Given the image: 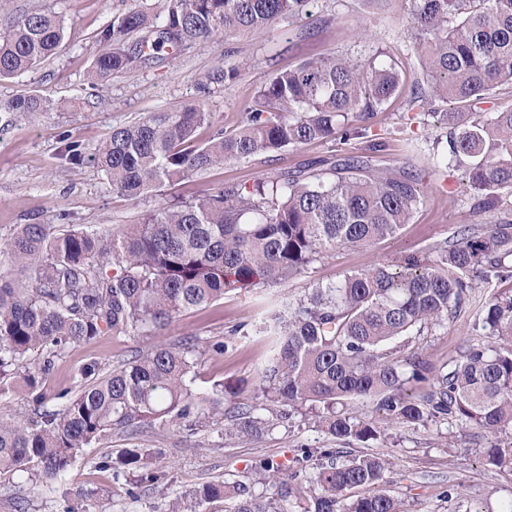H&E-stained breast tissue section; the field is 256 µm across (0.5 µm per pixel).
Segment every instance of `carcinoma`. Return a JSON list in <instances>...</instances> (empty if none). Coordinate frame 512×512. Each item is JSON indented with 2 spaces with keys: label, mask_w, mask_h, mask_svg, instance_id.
<instances>
[{
  "label": "carcinoma",
  "mask_w": 512,
  "mask_h": 512,
  "mask_svg": "<svg viewBox=\"0 0 512 512\" xmlns=\"http://www.w3.org/2000/svg\"><path fill=\"white\" fill-rule=\"evenodd\" d=\"M309 2L165 0L155 15L132 9L98 31L92 77L104 80L169 47L263 31L301 15ZM409 3L408 33L423 68L409 110L426 112L446 129L447 155L462 172L472 214L512 211V108L471 111L496 87L512 86V0ZM143 30L137 52L128 51V35ZM63 35V20L52 11L13 21L0 34V79L37 68ZM402 85L395 65L375 58L306 61L273 75L235 129L217 128L199 142L196 132L208 113L186 106L112 129L93 161L112 191L136 200L224 162L312 141L343 144ZM449 103L454 111L442 110ZM45 108L39 96L21 94L0 112ZM382 151L375 144L366 155L339 154L327 170L313 162L248 188L227 184L108 237L51 224H21L0 236V401L20 377L34 404L29 412L0 414V475L17 473L33 488L58 483L84 449L114 430L170 421L191 429L199 401L221 408L236 391L218 381L209 397H197L190 373L205 350L191 343H161L105 374L97 363L86 364L77 392L56 394V409L46 406L44 387L57 360L101 336L165 330L186 310L229 291L285 281L339 246L363 248L395 237L423 202L430 173L381 169ZM432 252L425 262L408 256L347 273L274 313L265 332L278 337L277 348L259 380L270 406L233 409L231 431L258 436L272 426L262 411L286 406L277 414L283 421L311 403L331 436L366 440L376 437L375 421L336 406L374 398L389 423L479 427L491 436L486 462L512 471V291L485 302L476 327L487 342L464 345L449 369L404 353L408 337L466 310L479 285L512 280V219L467 221L456 240L437 243ZM312 457L317 489L303 512H402L380 490L386 458L333 448L305 449L292 465L261 461L259 480L278 488L273 501L239 481L205 483L192 498L198 505L232 499L233 512H288L284 503L305 494L304 462ZM101 466L132 473V495L162 479L138 448H124Z\"/></svg>",
  "instance_id": "obj_1"
}]
</instances>
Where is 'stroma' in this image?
Instances as JSON below:
<instances>
[{
  "label": "stroma",
  "mask_w": 512,
  "mask_h": 512,
  "mask_svg": "<svg viewBox=\"0 0 512 512\" xmlns=\"http://www.w3.org/2000/svg\"><path fill=\"white\" fill-rule=\"evenodd\" d=\"M141 3L157 8L163 0H7L9 16L52 10L63 16L65 29L57 53L40 68L0 80V103L22 93L46 102L45 111L34 115L0 112V234L20 224L56 225L63 219L109 233L139 223L171 200L189 201L230 183L248 187L280 169L330 155L329 146L318 143L288 148L263 160L214 166L175 187L129 200L113 192L89 159L70 165L65 157L70 142H78L89 156L113 128L191 104L202 105L209 114L198 131L199 140H207L216 128L230 130L240 124L244 110L271 76L307 60L376 55L384 62L395 61L407 84L422 78L408 38L407 0H388L378 17L367 0H314L307 13L279 20L270 29L196 43L174 56L165 51L132 71L90 86L100 27ZM227 62L237 66V77L213 83V74ZM206 83L211 86L207 94L201 90ZM364 128L361 137L348 141L347 151L365 152L371 140L379 139L385 143V166L434 171L423 203L396 237L365 249L336 248L281 285L228 292L206 308L182 313L162 334L115 333L73 349L58 361L46 384L48 406H55L58 392L76 391L84 364L94 361L108 370L162 340L206 347L192 373L195 392L206 393L221 381L236 387L233 405H257L259 376L273 355L271 337L260 330L267 314L313 284H333L345 273L408 254L425 255L436 243L452 239L470 203L460 191L459 172L442 162L445 129L411 118L402 96L390 99ZM507 289V283L496 281L482 286L477 303L467 312L431 334L414 337L413 347L435 367L446 366L464 344L476 342L472 325L481 300ZM216 343L223 344V353L210 352ZM227 425L224 415L206 411L192 432L175 423L112 432L84 449L62 484L33 491L20 476H0V512H16L14 504L20 499L28 512H166L169 503L187 500L195 488L213 480L252 481L256 493L271 497L275 488L255 481L260 461L278 462L306 448L337 445L305 408L257 437L229 434ZM380 430V439L354 440L345 449L354 455H386L390 465L382 489L404 512H498L512 498V474L486 464L489 438L479 429L455 422L417 427L384 422ZM124 448L150 450L152 464L164 475L157 488L131 496L129 477L101 468V461Z\"/></svg>",
  "instance_id": "stroma-1"
}]
</instances>
